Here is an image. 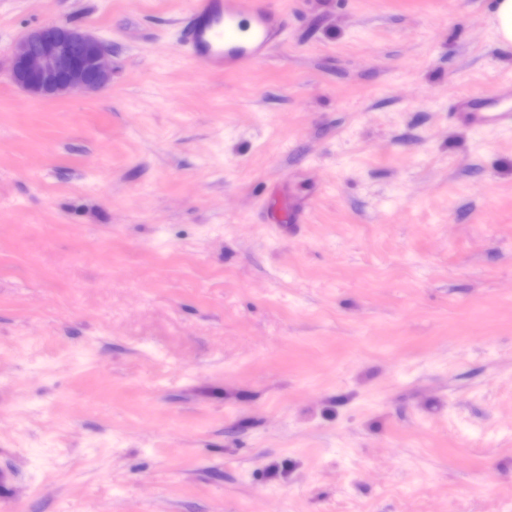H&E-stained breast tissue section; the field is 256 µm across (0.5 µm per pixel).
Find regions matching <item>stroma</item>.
<instances>
[{
    "instance_id": "stroma-1",
    "label": "stroma",
    "mask_w": 512,
    "mask_h": 512,
    "mask_svg": "<svg viewBox=\"0 0 512 512\" xmlns=\"http://www.w3.org/2000/svg\"><path fill=\"white\" fill-rule=\"evenodd\" d=\"M499 3L283 0L225 75L188 0H0V512H512ZM53 23L109 87L10 81ZM108 44L79 26H39L16 43L9 77L26 93L62 99L96 93L112 83ZM458 117L465 123L479 127L487 124L512 125V109L502 105L501 100L487 96L478 100L460 101Z\"/></svg>"
}]
</instances>
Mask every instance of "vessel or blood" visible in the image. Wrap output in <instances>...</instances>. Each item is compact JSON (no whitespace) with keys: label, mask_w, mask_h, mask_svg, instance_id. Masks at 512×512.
<instances>
[{"label":"vessel or blood","mask_w":512,"mask_h":512,"mask_svg":"<svg viewBox=\"0 0 512 512\" xmlns=\"http://www.w3.org/2000/svg\"><path fill=\"white\" fill-rule=\"evenodd\" d=\"M190 54L218 73L249 70L283 41L287 15L275 0H190ZM459 117L479 127L512 125V109L487 96L460 102Z\"/></svg>","instance_id":"1"}]
</instances>
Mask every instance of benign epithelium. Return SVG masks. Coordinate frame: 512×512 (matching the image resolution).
Returning <instances> with one entry per match:
<instances>
[{"mask_svg":"<svg viewBox=\"0 0 512 512\" xmlns=\"http://www.w3.org/2000/svg\"><path fill=\"white\" fill-rule=\"evenodd\" d=\"M108 44L79 26H39L16 43L9 77L23 91L45 99L96 93L112 83Z\"/></svg>","mask_w":512,"mask_h":512,"instance_id":"1","label":"benign epithelium"}]
</instances>
